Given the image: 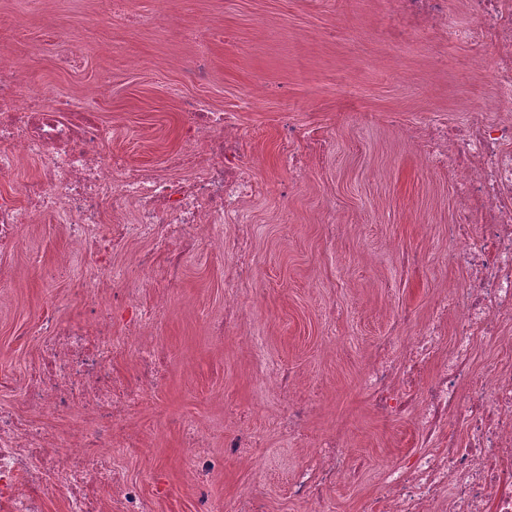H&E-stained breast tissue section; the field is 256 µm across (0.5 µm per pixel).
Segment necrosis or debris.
<instances>
[{"label":"necrosis or debris","instance_id":"obj_1","mask_svg":"<svg viewBox=\"0 0 512 512\" xmlns=\"http://www.w3.org/2000/svg\"><path fill=\"white\" fill-rule=\"evenodd\" d=\"M407 22L408 37L438 33L449 42L476 41L478 28L459 26L447 0H387ZM472 14L491 21V46L498 63L502 114L449 130L429 111L412 113L404 131L423 145L433 169L459 168V220L452 225L456 263L471 271L472 283L443 297L438 317L454 313V344L440 375L416 385L417 371L435 352L436 328L420 330L399 359L375 363L364 383L377 410L395 416L415 409L422 437L439 434L449 422L465 425L464 447L435 448L390 465L383 474L384 501L394 512H512V374L488 366L474 376L471 351L477 337L496 335L512 319V0H469ZM65 102L47 106L41 89L22 85L9 49L0 46V180L15 177L20 159L42 165L39 180L26 186L22 205H0V250L12 246L27 224L48 214L71 228L70 243L87 256L81 278L83 298L101 318L61 323L45 321V366L27 391L28 414L0 411V512H42V494H62L66 512H112L95 490L113 491L122 512H145L136 484L119 480L112 468L109 434L122 423L126 445L138 447L132 425L143 399L157 388L158 356L137 354L139 378L117 384L112 356L151 321L135 298L122 305L128 337L112 334V302L104 286L116 278L115 247L144 237L170 252L168 277L177 280L186 251L205 245L236 256L225 283L234 301L238 283L250 276L243 256L248 241V205L263 192L252 157L245 155L234 116L208 111L196 101L186 106L182 149L176 165L193 168L187 179L163 178L133 168L107 152L111 130ZM118 232L103 242L98 227L105 216ZM230 224V234H214ZM77 413L73 431L55 438L34 415ZM115 502V503H116Z\"/></svg>","mask_w":512,"mask_h":512}]
</instances>
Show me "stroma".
Returning <instances> with one entry per match:
<instances>
[{"label": "stroma", "instance_id": "35a3bbf8", "mask_svg": "<svg viewBox=\"0 0 512 512\" xmlns=\"http://www.w3.org/2000/svg\"><path fill=\"white\" fill-rule=\"evenodd\" d=\"M107 0H0V43L9 44L24 83L51 98L79 99L93 87L111 149L133 167L177 178L167 163L181 147L184 101L237 114L267 192L248 210L252 276L241 286L237 332L214 340L207 323L224 316V260L199 250L165 291L139 287L133 241L112 262L137 285V300L162 309L135 339L161 346L163 381L135 416L141 445L115 446L112 464L139 484L147 512H197L198 494L182 468L181 423L211 428L206 450L217 465L205 491L217 504L255 496L262 512H383L382 469L429 449L412 414L376 413L361 376L380 347L401 351L435 301L464 287L448 226L459 202L451 173L426 168L400 128L429 109L451 125L471 122L497 93L493 57L480 45L438 37L408 45L404 20L384 0H136L149 25L98 21ZM210 19L204 78L193 74V37ZM293 130L284 137L283 126ZM317 134L327 150L303 156L304 183L280 164ZM336 211L332 246L321 217ZM64 225L38 217L21 243L0 252L13 286L0 293V411L21 412L41 356L36 330L45 313L88 318L74 296L78 262ZM264 341L267 364H283L308 387L304 427L318 435L352 426L345 455L352 481L323 484L319 502L290 485L311 450L273 420L286 404L260 391L259 367L243 339ZM475 372L512 371V321L478 337ZM258 405L249 421L265 445L243 458L224 455L236 424L229 407Z\"/></svg>", "mask_w": 512, "mask_h": 512}]
</instances>
